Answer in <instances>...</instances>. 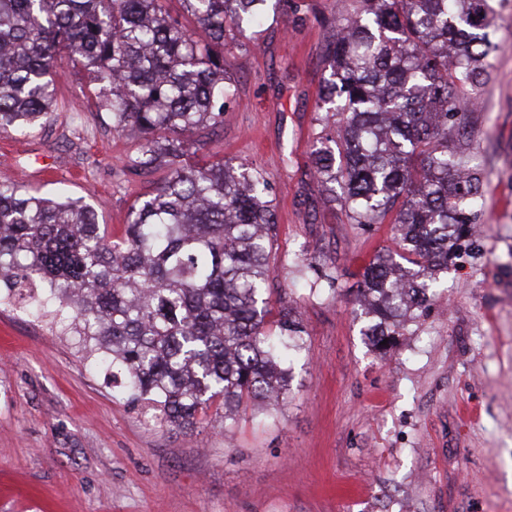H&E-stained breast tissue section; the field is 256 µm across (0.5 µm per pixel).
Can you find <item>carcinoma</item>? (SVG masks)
<instances>
[{
  "instance_id": "carcinoma-1",
  "label": "carcinoma",
  "mask_w": 512,
  "mask_h": 512,
  "mask_svg": "<svg viewBox=\"0 0 512 512\" xmlns=\"http://www.w3.org/2000/svg\"><path fill=\"white\" fill-rule=\"evenodd\" d=\"M167 2L0 0V130L43 129L66 60L99 88L112 131L136 142L130 168L167 171L115 240L85 200L34 194L1 173L0 281L79 337L161 425L191 431L215 404L228 427L247 402L267 411L284 401L307 340L292 306L270 304L278 224L264 172L184 159L191 134L217 131L235 100L227 40L259 46L278 10L181 0L210 35L200 42ZM494 13L492 0H357L329 21L310 172L352 223L393 224V245L365 266L354 297L361 335L385 353L426 312L478 221L483 172L455 146L471 136L457 115L489 80ZM294 274L334 289L333 273L304 257Z\"/></svg>"
}]
</instances>
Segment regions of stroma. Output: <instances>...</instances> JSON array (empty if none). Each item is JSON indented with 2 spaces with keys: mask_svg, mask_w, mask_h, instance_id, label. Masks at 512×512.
I'll return each mask as SVG.
<instances>
[{
  "mask_svg": "<svg viewBox=\"0 0 512 512\" xmlns=\"http://www.w3.org/2000/svg\"><path fill=\"white\" fill-rule=\"evenodd\" d=\"M336 2L300 0L260 48L225 47L239 103L201 138V155L259 167L273 189L271 298L308 331L286 400L269 417L244 407L230 428L212 411L187 433L147 423L75 337L2 300L0 512H512V0L495 4L500 49L464 116L484 174L479 233L387 356L361 336L353 297L390 227L351 223L309 176ZM56 82L51 122L0 133V162L29 190L85 199L120 235L166 172L130 174L136 144L94 104L73 121L89 91L79 67L58 66ZM302 248L332 268L335 291L295 283Z\"/></svg>",
  "mask_w": 512,
  "mask_h": 512,
  "instance_id": "stroma-1",
  "label": "stroma"
}]
</instances>
